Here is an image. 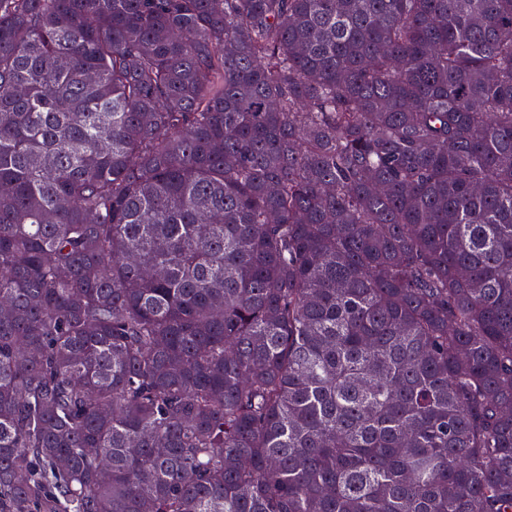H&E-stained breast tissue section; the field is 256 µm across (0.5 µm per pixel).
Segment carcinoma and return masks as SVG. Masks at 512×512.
<instances>
[{"label":"carcinoma","mask_w":512,"mask_h":512,"mask_svg":"<svg viewBox=\"0 0 512 512\" xmlns=\"http://www.w3.org/2000/svg\"><path fill=\"white\" fill-rule=\"evenodd\" d=\"M1 303L0 512H512V0H0Z\"/></svg>","instance_id":"carcinoma-1"}]
</instances>
